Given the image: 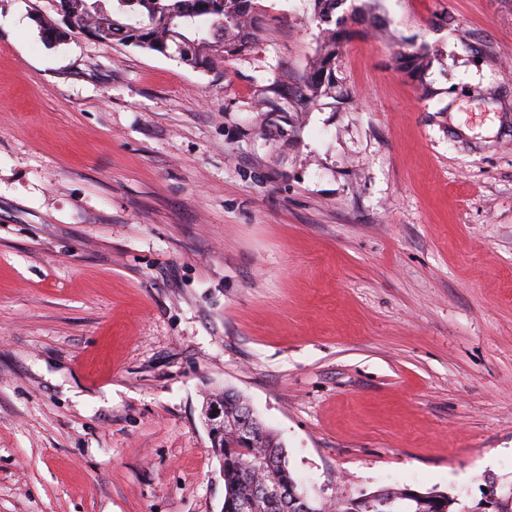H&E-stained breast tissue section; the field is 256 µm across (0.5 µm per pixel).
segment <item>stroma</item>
Listing matches in <instances>:
<instances>
[{
    "label": "stroma",
    "mask_w": 512,
    "mask_h": 512,
    "mask_svg": "<svg viewBox=\"0 0 512 512\" xmlns=\"http://www.w3.org/2000/svg\"><path fill=\"white\" fill-rule=\"evenodd\" d=\"M258 6L207 72L0 0V512H222L225 389L324 501L512 499V0H381L313 102Z\"/></svg>",
    "instance_id": "stroma-1"
}]
</instances>
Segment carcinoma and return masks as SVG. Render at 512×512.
Here are the masks:
<instances>
[{
  "instance_id": "1",
  "label": "carcinoma",
  "mask_w": 512,
  "mask_h": 512,
  "mask_svg": "<svg viewBox=\"0 0 512 512\" xmlns=\"http://www.w3.org/2000/svg\"><path fill=\"white\" fill-rule=\"evenodd\" d=\"M78 23L104 42L120 41L163 53L193 68L214 70L243 51L258 24L256 0H72ZM345 0H313L319 20L320 43L305 81L306 95L316 99L331 89L332 66L347 23L362 10L351 5L350 16H336ZM425 54H403L398 68L414 75L424 66ZM228 416L224 435L212 441L222 461L223 512H289L288 502L270 498L262 490L272 482L296 483L285 449L277 436L257 418L250 405L229 390L219 394ZM358 512H450L448 498L420 496L393 488L375 492Z\"/></svg>"
}]
</instances>
